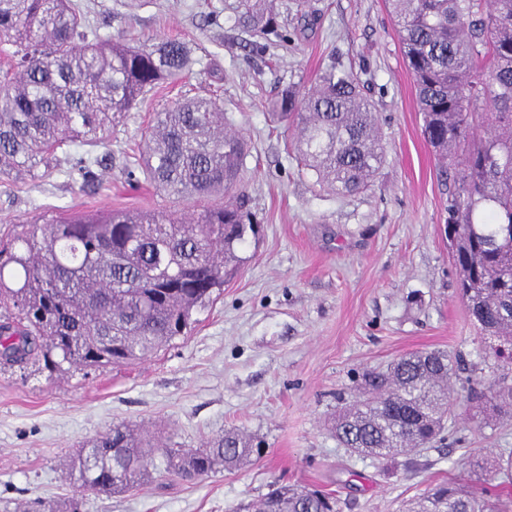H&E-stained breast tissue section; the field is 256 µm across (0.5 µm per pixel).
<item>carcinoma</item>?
Listing matches in <instances>:
<instances>
[{
  "instance_id": "cac0c4a2",
  "label": "carcinoma",
  "mask_w": 512,
  "mask_h": 512,
  "mask_svg": "<svg viewBox=\"0 0 512 512\" xmlns=\"http://www.w3.org/2000/svg\"><path fill=\"white\" fill-rule=\"evenodd\" d=\"M423 116V136L448 181V245L458 288L475 323L512 364V0H387ZM260 32L259 0H240ZM0 178L60 171L95 181L98 159L68 146L112 136V120L193 64L171 39L132 46L105 39L75 0H0ZM269 112L293 128V147L316 181L349 195L369 189L384 159L377 117L351 72L325 70L314 89H286ZM246 142L224 130L217 99L195 96L156 111L140 152L144 180L187 200L221 197L189 216L164 211L78 213L19 225L0 246V360L43 357L58 368L132 364L180 335L192 312L224 287L236 247L254 225L238 190ZM448 353L417 351L361 374L356 400L332 428L352 455L385 459L424 448L451 407L474 398L477 413L512 416V383L483 379L454 391ZM261 447L226 431L201 448H169L119 423L74 464L80 486L134 490L156 457L194 483L239 467ZM486 485L512 478V454L467 458ZM336 498L276 486L250 512H336ZM407 512H508L486 488L450 479Z\"/></svg>"
}]
</instances>
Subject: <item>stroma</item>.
Returning a JSON list of instances; mask_svg holds the SVG:
<instances>
[{"mask_svg":"<svg viewBox=\"0 0 512 512\" xmlns=\"http://www.w3.org/2000/svg\"><path fill=\"white\" fill-rule=\"evenodd\" d=\"M102 37L185 42V84L155 87L94 147L111 155L100 189L59 174L0 180V241L17 224L78 212H183L191 204L135 173L152 114L182 96H216L248 142L242 180L258 227L239 270L185 332L129 365L52 371L0 364V507L78 498L82 512H246L271 484L334 494L339 512H403L450 478L479 484L465 457L512 448V421L456 410L440 440L392 460L350 455L328 427L364 369L441 349L463 368L455 389L504 377L456 290L445 230L447 188L422 136L386 0H273L277 35L236 24L239 0H80ZM353 71L377 116L384 165L371 189L339 195L298 166L292 134L267 109L320 72ZM126 423L184 448L224 430L260 442L261 459L188 484L155 463L130 493L79 487L85 445Z\"/></svg>","mask_w":512,"mask_h":512,"instance_id":"1","label":"stroma"}]
</instances>
